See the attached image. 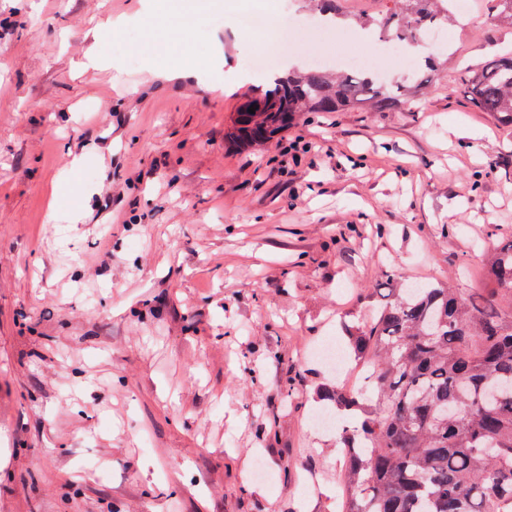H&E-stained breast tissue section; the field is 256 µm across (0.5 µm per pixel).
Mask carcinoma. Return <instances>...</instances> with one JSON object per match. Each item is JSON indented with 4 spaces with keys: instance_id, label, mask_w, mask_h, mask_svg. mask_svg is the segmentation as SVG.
I'll return each mask as SVG.
<instances>
[{
    "instance_id": "carcinoma-1",
    "label": "carcinoma",
    "mask_w": 512,
    "mask_h": 512,
    "mask_svg": "<svg viewBox=\"0 0 512 512\" xmlns=\"http://www.w3.org/2000/svg\"><path fill=\"white\" fill-rule=\"evenodd\" d=\"M328 20L338 0H314ZM385 18L398 43L454 19L447 0H398ZM481 112L512 120V52L470 70ZM406 99L368 71L315 67L277 77L240 112L236 135L263 143L299 112H382ZM490 287L396 288L374 321L350 333L371 355L370 391L326 389L333 409L360 415L343 430L346 512H512V240L488 260Z\"/></svg>"
}]
</instances>
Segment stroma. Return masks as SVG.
<instances>
[{"mask_svg":"<svg viewBox=\"0 0 512 512\" xmlns=\"http://www.w3.org/2000/svg\"><path fill=\"white\" fill-rule=\"evenodd\" d=\"M340 3L339 43L314 0H280L297 24L279 70L387 47L391 0ZM471 4L420 46L434 67H386L416 97L246 147L229 132L271 53L224 0L167 4L190 77L148 70L140 0H0V512H342L350 417H314L321 387L356 381L347 329L388 285L484 287L512 237V125L468 89L512 30Z\"/></svg>","mask_w":512,"mask_h":512,"instance_id":"obj_1","label":"stroma"}]
</instances>
